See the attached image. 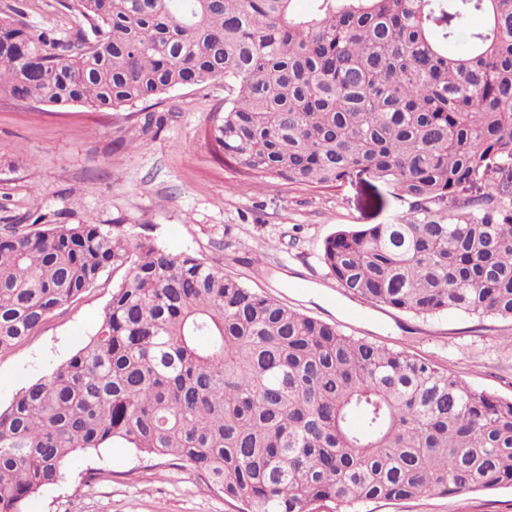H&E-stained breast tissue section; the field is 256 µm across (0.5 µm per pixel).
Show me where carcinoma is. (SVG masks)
Masks as SVG:
<instances>
[{
  "label": "carcinoma",
  "instance_id": "cac0c4a2",
  "mask_svg": "<svg viewBox=\"0 0 512 512\" xmlns=\"http://www.w3.org/2000/svg\"><path fill=\"white\" fill-rule=\"evenodd\" d=\"M71 0L61 34L0 18V97L96 111L224 81L210 138L253 178L409 204L322 248L345 292L512 322V0ZM481 28L458 32L474 15ZM97 332L0 408V512L116 440L191 465L242 512L512 488V399L348 336L208 264L101 224L0 231V354L103 275ZM489 187L498 188L506 196L512 195V171L489 172L481 180L468 186L461 193L462 198L481 196Z\"/></svg>",
  "mask_w": 512,
  "mask_h": 512
}]
</instances>
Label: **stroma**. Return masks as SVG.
Segmentation results:
<instances>
[{"label": "stroma", "mask_w": 512, "mask_h": 512, "mask_svg": "<svg viewBox=\"0 0 512 512\" xmlns=\"http://www.w3.org/2000/svg\"><path fill=\"white\" fill-rule=\"evenodd\" d=\"M21 4L26 20L66 32L58 0ZM224 109V84L182 87L153 106L98 112L0 98V225L29 212L48 222L112 224L172 253L190 252L248 287L313 317L448 369L477 388L512 398V322L414 316L348 296L322 260L325 239L358 224H386L407 211L368 178L340 191L269 178L247 186L206 136ZM115 275L107 274L28 340L0 354V407L64 363L96 332ZM24 512H239L180 462L127 443L82 455ZM359 512H512V488L467 495L370 502Z\"/></svg>", "instance_id": "obj_1"}]
</instances>
